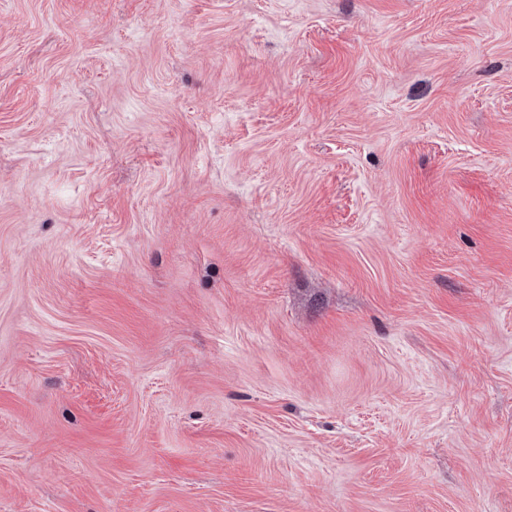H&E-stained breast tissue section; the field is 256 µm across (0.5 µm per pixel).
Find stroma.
Masks as SVG:
<instances>
[{
	"mask_svg": "<svg viewBox=\"0 0 512 512\" xmlns=\"http://www.w3.org/2000/svg\"><path fill=\"white\" fill-rule=\"evenodd\" d=\"M0 512H512V0H0Z\"/></svg>",
	"mask_w": 512,
	"mask_h": 512,
	"instance_id": "obj_1",
	"label": "stroma"
}]
</instances>
